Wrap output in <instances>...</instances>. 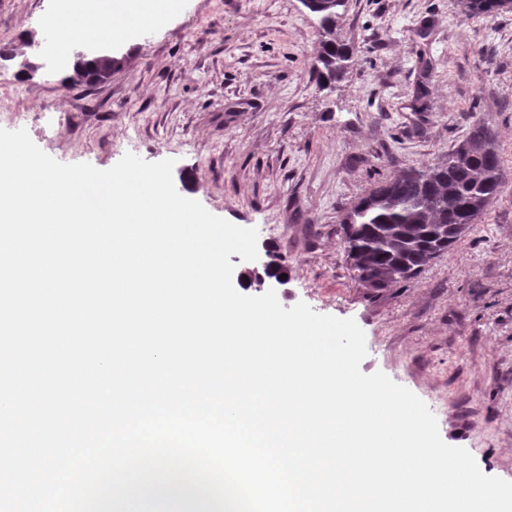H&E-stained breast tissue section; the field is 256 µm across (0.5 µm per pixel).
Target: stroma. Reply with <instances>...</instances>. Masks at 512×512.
I'll use <instances>...</instances> for the list:
<instances>
[{
  "mask_svg": "<svg viewBox=\"0 0 512 512\" xmlns=\"http://www.w3.org/2000/svg\"><path fill=\"white\" fill-rule=\"evenodd\" d=\"M47 0H0V128L26 129L61 163L106 170L125 153L174 160L177 192L258 232L285 259L284 307L354 319L360 369L421 398L442 440L512 481V11L469 17L461 0H347L357 62L319 88L318 18L301 0H183L165 22L112 43L111 80L70 86L33 21ZM425 111H415L417 91ZM496 137L504 186L478 224L409 282L361 286L340 224L377 182L447 157L474 122Z\"/></svg>",
  "mask_w": 512,
  "mask_h": 512,
  "instance_id": "1",
  "label": "stroma"
}]
</instances>
